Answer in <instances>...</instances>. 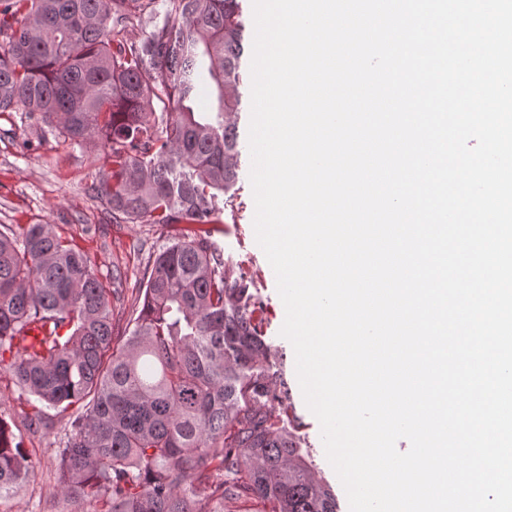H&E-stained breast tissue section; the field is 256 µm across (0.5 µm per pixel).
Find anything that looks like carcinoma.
Listing matches in <instances>:
<instances>
[{"mask_svg": "<svg viewBox=\"0 0 512 512\" xmlns=\"http://www.w3.org/2000/svg\"><path fill=\"white\" fill-rule=\"evenodd\" d=\"M0 0V114L37 113L100 163L90 190L114 224H163L133 328L86 255L49 224L0 231V357L44 409L70 415L58 489L90 512H336L287 389L215 235L238 177L239 0ZM144 29L137 40L128 26ZM214 98L201 112L198 91ZM43 329L42 350L20 345ZM33 466L0 418V495Z\"/></svg>", "mask_w": 512, "mask_h": 512, "instance_id": "1", "label": "carcinoma"}]
</instances>
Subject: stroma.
<instances>
[{"label": "stroma", "mask_w": 512, "mask_h": 512, "mask_svg": "<svg viewBox=\"0 0 512 512\" xmlns=\"http://www.w3.org/2000/svg\"><path fill=\"white\" fill-rule=\"evenodd\" d=\"M250 113L251 89L246 86L238 118V180L216 240L228 267L243 277L258 301L259 330L277 352L288 389L285 418L309 449L320 477L332 487L337 512H349L343 486L326 458L320 425L305 404L293 347L280 334L285 308L275 273L255 239ZM96 171L89 154L64 141L39 116L21 111L0 115V230L54 225L58 235L87 254L104 286L118 284L121 293L111 304L122 329L138 304L145 270L167 243V230L159 224L110 222L104 199L88 191ZM30 411L28 397L18 388L9 364L0 363V418L21 438L34 466L27 482L0 496V512H74V504L58 490L57 462L51 453L64 439L68 419L49 409L42 424L33 427L28 422Z\"/></svg>", "instance_id": "1"}]
</instances>
